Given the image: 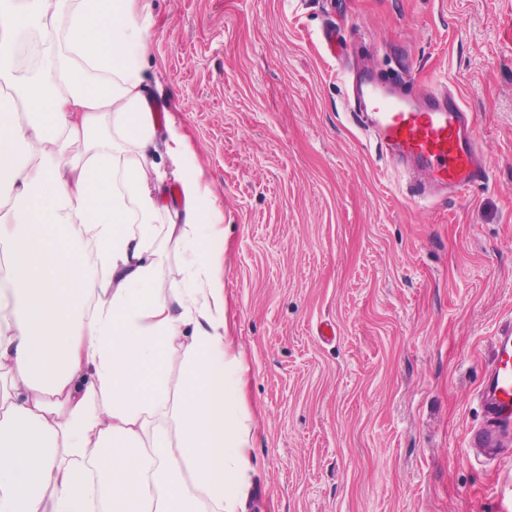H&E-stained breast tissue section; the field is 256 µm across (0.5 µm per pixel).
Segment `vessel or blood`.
Segmentation results:
<instances>
[{
	"mask_svg": "<svg viewBox=\"0 0 512 512\" xmlns=\"http://www.w3.org/2000/svg\"><path fill=\"white\" fill-rule=\"evenodd\" d=\"M355 105L369 116L383 153L408 169L416 198L440 192L465 194L482 183L488 160L477 137L474 118L445 87L388 90L367 71L354 89ZM481 421L468 434L478 456L494 458L512 449V328L493 341L492 357L479 390Z\"/></svg>",
	"mask_w": 512,
	"mask_h": 512,
	"instance_id": "obj_1",
	"label": "vessel or blood"
}]
</instances>
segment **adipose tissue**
<instances>
[{
  "instance_id": "obj_1",
  "label": "adipose tissue",
  "mask_w": 512,
  "mask_h": 512,
  "mask_svg": "<svg viewBox=\"0 0 512 512\" xmlns=\"http://www.w3.org/2000/svg\"><path fill=\"white\" fill-rule=\"evenodd\" d=\"M146 7L0 0V512H240L246 496L221 208L170 120L183 208L158 221ZM33 35L20 85L13 43ZM166 243L187 266L167 290Z\"/></svg>"
}]
</instances>
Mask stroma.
Listing matches in <instances>:
<instances>
[{
    "instance_id": "35a3bbf8",
    "label": "stroma",
    "mask_w": 512,
    "mask_h": 512,
    "mask_svg": "<svg viewBox=\"0 0 512 512\" xmlns=\"http://www.w3.org/2000/svg\"><path fill=\"white\" fill-rule=\"evenodd\" d=\"M148 4L156 139L182 125L224 212L246 512H506L512 457L466 443L512 326V0ZM361 58L457 94L488 180L414 199L347 100Z\"/></svg>"
}]
</instances>
